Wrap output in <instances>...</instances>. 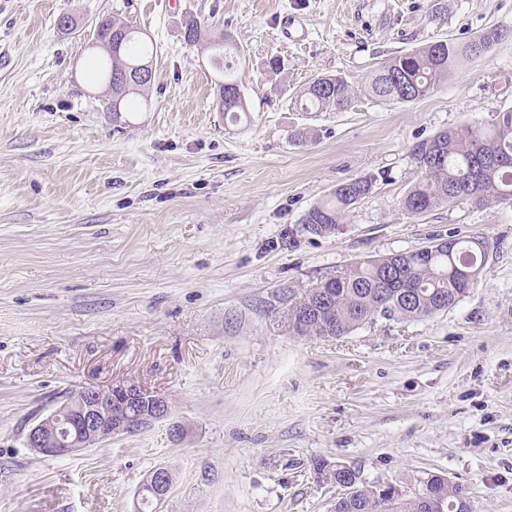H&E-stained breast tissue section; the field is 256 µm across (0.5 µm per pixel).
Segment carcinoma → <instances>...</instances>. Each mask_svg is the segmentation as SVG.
<instances>
[{
  "label": "carcinoma",
  "mask_w": 512,
  "mask_h": 512,
  "mask_svg": "<svg viewBox=\"0 0 512 512\" xmlns=\"http://www.w3.org/2000/svg\"><path fill=\"white\" fill-rule=\"evenodd\" d=\"M189 45L223 48L240 54L227 37L213 38L194 18L186 20ZM150 37L141 29L114 16L101 17L96 47L107 53L103 80L110 91L106 111L119 118L127 111L130 95L150 81L140 72L152 68ZM512 42V31L490 27L465 43L437 40L397 55L369 77L368 90L392 103H411L428 96L448 81L463 62H476L497 46ZM216 106L224 116L237 120L247 112L240 85L224 64L218 73ZM354 91L337 76H317L304 88L299 105L305 112H339L351 105ZM411 157L418 170L414 184L400 201L402 210L421 215L457 201L475 205H512V109L496 113L489 124L442 131L417 143ZM375 178H354L336 186L331 195L304 215V229L320 237L337 231L347 214L373 188ZM490 250L480 236L448 233V242L433 254L421 251L391 254L360 261L335 276L323 279L327 302L308 320L292 322L299 336H346L380 318L415 321L454 306L477 281ZM318 477L336 485L352 483V491L334 504V512H431L436 498L448 502L447 512H464L463 488L447 476L431 474L418 490L397 493L381 502L380 488L363 480L361 470L312 462Z\"/></svg>",
  "instance_id": "obj_1"
}]
</instances>
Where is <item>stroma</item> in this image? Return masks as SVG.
<instances>
[{
    "mask_svg": "<svg viewBox=\"0 0 512 512\" xmlns=\"http://www.w3.org/2000/svg\"><path fill=\"white\" fill-rule=\"evenodd\" d=\"M104 14L154 41V82L118 120L91 72ZM191 17L239 46L247 118L216 109L223 62L184 43ZM490 27L512 30V0H0V512H133L161 465L160 512H332L316 457L408 492L443 474L473 512H512V207H400L416 143L512 107V42L411 104L366 89ZM317 75L345 77L351 106L297 110ZM364 176L339 234L304 231ZM451 231L491 251L448 310L294 334L289 296ZM122 379L170 418L72 455L27 447L71 393ZM374 181V177H360L337 185L329 197L307 211L302 220L304 229L320 237L339 233L343 228L340 224L344 223L354 206L372 191ZM170 475V470L164 466H159L148 474L137 490V511H140V503L144 500L146 491H150L155 496L157 507L164 501L172 487ZM146 495L147 498L142 503V511L140 512H153L151 494L146 492Z\"/></svg>",
    "mask_w": 512,
    "mask_h": 512,
    "instance_id": "1",
    "label": "stroma"
}]
</instances>
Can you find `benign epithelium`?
<instances>
[{"label":"benign epithelium","mask_w":512,"mask_h":512,"mask_svg":"<svg viewBox=\"0 0 512 512\" xmlns=\"http://www.w3.org/2000/svg\"><path fill=\"white\" fill-rule=\"evenodd\" d=\"M114 400L122 402L130 413L124 416L113 414ZM170 415L171 406L167 399L159 398V394L133 379H126L106 387L84 389V398L79 403L66 402L34 423L26 435V442L43 455L74 454L84 450L90 442L139 433ZM48 422L55 423L58 428L49 441L44 434ZM170 475V470L164 466L152 470L140 484L136 501L142 502L145 492L149 491L157 503H162L172 487Z\"/></svg>","instance_id":"obj_1"}]
</instances>
